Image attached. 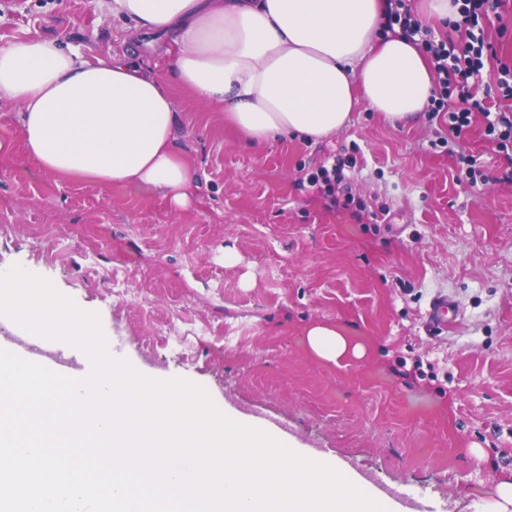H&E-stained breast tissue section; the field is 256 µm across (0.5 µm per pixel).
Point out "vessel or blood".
<instances>
[{
  "label": "vessel or blood",
  "mask_w": 512,
  "mask_h": 512,
  "mask_svg": "<svg viewBox=\"0 0 512 512\" xmlns=\"http://www.w3.org/2000/svg\"><path fill=\"white\" fill-rule=\"evenodd\" d=\"M0 349L65 376L71 375L70 362L77 356L73 346L28 335L25 329L17 325L0 329Z\"/></svg>",
  "instance_id": "1"
}]
</instances>
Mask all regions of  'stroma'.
<instances>
[{
	"label": "stroma",
	"instance_id": "35a3bbf8",
	"mask_svg": "<svg viewBox=\"0 0 512 512\" xmlns=\"http://www.w3.org/2000/svg\"><path fill=\"white\" fill-rule=\"evenodd\" d=\"M38 37L88 59L139 41L95 0H0V46ZM179 142L199 186L173 211L146 189L62 181L26 154L17 104L0 103V265L36 268L97 313L108 344L150 378H183L217 408L345 462L402 512H480L512 481V160L474 116L458 154L443 122L391 124L358 105L320 141L253 148L173 85ZM474 155L471 182L459 153ZM352 161L348 192L309 173ZM368 212L355 217L346 196ZM445 296L448 329L429 312ZM342 326L362 357L318 361L304 330Z\"/></svg>",
	"mask_w": 512,
	"mask_h": 512
}]
</instances>
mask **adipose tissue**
Segmentation results:
<instances>
[{
  "instance_id": "adipose-tissue-1",
  "label": "adipose tissue",
  "mask_w": 512,
  "mask_h": 512,
  "mask_svg": "<svg viewBox=\"0 0 512 512\" xmlns=\"http://www.w3.org/2000/svg\"><path fill=\"white\" fill-rule=\"evenodd\" d=\"M137 32L163 37L179 84L260 148L296 132L347 128L357 104L391 122L426 110L434 87L409 40L382 36L384 0H101ZM18 104L40 169L103 188L137 185L186 208L197 171L179 145L167 86L130 56L87 60L40 38L0 47V101ZM306 344L321 361L362 356L335 324Z\"/></svg>"
}]
</instances>
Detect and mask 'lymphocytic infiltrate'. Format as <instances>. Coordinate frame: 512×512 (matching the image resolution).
I'll return each instance as SVG.
<instances>
[{"instance_id": "f902f5d3", "label": "lymphocytic infiltrate", "mask_w": 512, "mask_h": 512, "mask_svg": "<svg viewBox=\"0 0 512 512\" xmlns=\"http://www.w3.org/2000/svg\"><path fill=\"white\" fill-rule=\"evenodd\" d=\"M458 19L449 21L450 36L437 40L421 29L408 0H387L385 31H399L416 40L428 56L434 79L428 111L431 117L446 118L452 137H462L473 115H481L485 133L501 151L512 149V113L495 109V98L512 99V65L496 62V51L484 35L483 22L489 0H454ZM496 62L492 90L480 91L477 82L489 62Z\"/></svg>"}]
</instances>
